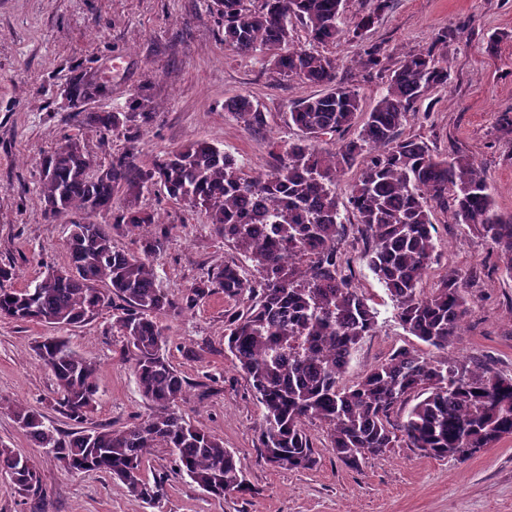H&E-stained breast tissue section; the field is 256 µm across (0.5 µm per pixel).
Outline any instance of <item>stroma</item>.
<instances>
[{
  "mask_svg": "<svg viewBox=\"0 0 512 512\" xmlns=\"http://www.w3.org/2000/svg\"><path fill=\"white\" fill-rule=\"evenodd\" d=\"M373 8L374 0H348L340 22L346 36L327 48L339 63V79L371 109L406 53L434 47L448 66V85L429 93L401 132L424 137L438 154L473 156L494 187L498 208L512 213V133L500 127L501 115L512 113V0H391L366 33L380 46L383 63L382 71L369 74L355 62L350 35ZM78 82L99 88V95L73 102L69 91ZM138 92L156 107L153 125L135 122L104 132L85 123L88 112L128 111ZM314 92L269 70L263 53L241 55L226 47L224 18L212 0H0V264L15 266L14 285L22 288L66 261L71 219L50 217L40 195L43 161L66 140L79 139L106 165L130 150L146 161L203 139L257 175L269 170L272 151L294 140L288 125L293 103ZM240 94L262 105L265 127L250 129L225 112V101ZM139 206L157 223L114 233L112 242L129 253L158 242L159 284L178 301L219 264L233 262L252 274V262L215 232L204 211L169 199L157 186L144 191ZM341 216L345 233L337 247L344 267L377 312L375 333L361 341L343 377L349 385L397 349L425 355L430 349L403 327L394 301L368 268L351 210L342 208ZM433 220L436 251L427 287L451 269L477 273L469 290L471 314L448 356L511 377L512 276L490 243L454 223L446 210L435 209ZM231 306L218 292L161 323L166 354L189 384L181 414L223 438L252 494L211 498L176 473L167 449L156 448L144 475H161L165 482L151 507L108 476L66 473L0 410V445L29 455L46 491L20 495L0 473V512H512V437L466 460L402 446L354 469L336 458L325 429L313 421L306 425L316 458L311 469L265 463L256 451L263 407L224 344V313ZM114 320L106 308L66 334L99 366L91 422L121 428L140 422L150 409ZM51 333L41 324L0 318V396L50 412L55 380L31 345Z\"/></svg>",
  "mask_w": 512,
  "mask_h": 512,
  "instance_id": "obj_1",
  "label": "stroma"
}]
</instances>
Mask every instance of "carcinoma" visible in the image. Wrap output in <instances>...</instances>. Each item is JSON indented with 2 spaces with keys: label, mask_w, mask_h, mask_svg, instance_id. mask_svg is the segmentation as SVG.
Here are the masks:
<instances>
[{
  "label": "carcinoma",
  "mask_w": 512,
  "mask_h": 512,
  "mask_svg": "<svg viewBox=\"0 0 512 512\" xmlns=\"http://www.w3.org/2000/svg\"><path fill=\"white\" fill-rule=\"evenodd\" d=\"M224 15V44L248 55L266 54L276 73L320 88L293 104L288 121L297 138L264 174L251 176L217 146L194 140L144 164L120 156L98 166L77 140L46 162L40 193L50 215H90L112 207L120 192L125 212L116 224L71 222L68 261L41 273L34 285L6 288L11 265H0V317L65 330L96 310L119 303L114 327L134 350V374L150 406L145 419L122 429L89 426L97 403L98 364L74 349L65 336H46L32 350L56 379L54 410L73 428L44 423L30 405L0 398L18 428L54 455L70 474L101 473L122 481L144 503L163 491V478H144L148 456L166 448L176 469L216 499L247 494L251 487L224 439L178 412L189 384L165 355L167 336L159 316L180 309L157 284L148 242L139 254L116 250L112 231L156 223L138 208L144 190L160 185L167 196L205 211L224 240L251 260L256 277H242L235 263L213 268L194 288L192 304L221 290L230 301L248 304L225 315L227 348L264 407L258 452L268 464L308 469L315 463L305 423L320 422L331 448L357 468L403 443L435 457L467 459L512 436V376L448 362V343L470 312L469 288L476 272L448 271L436 287L424 286L436 249L433 212L440 207L489 242L512 275V214L500 212L494 188L475 158L439 156L420 138H403L400 128L427 94L448 85V69L434 47L407 53L386 92L370 111L355 90L337 80L336 58L315 46L336 43L346 0H216ZM389 0H376L352 33L355 62L382 69L380 49L366 41ZM306 27L313 48L294 45L292 20ZM88 112L87 125L112 130L130 122L147 125L155 113ZM249 128L266 125L265 112L248 95L224 104ZM362 122L358 136L331 147L320 141ZM348 206L361 224L363 257L396 303L407 331L439 351L425 357L398 349L352 385L341 383L353 355L376 327V311L345 274L336 242L344 231L336 186L352 169ZM418 402L395 422V410ZM0 471L17 489L37 494L41 476L34 461L0 448Z\"/></svg>",
  "instance_id": "obj_1"
}]
</instances>
